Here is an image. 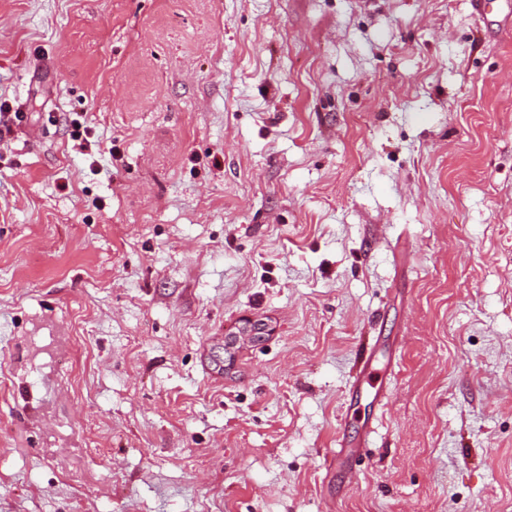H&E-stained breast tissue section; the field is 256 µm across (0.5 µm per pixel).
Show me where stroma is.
<instances>
[{
	"mask_svg": "<svg viewBox=\"0 0 512 512\" xmlns=\"http://www.w3.org/2000/svg\"><path fill=\"white\" fill-rule=\"evenodd\" d=\"M0 100V512H512V31L0 0ZM376 369L373 363V358L371 354H366L361 362V365L359 367L358 373L356 377L354 378L352 389L353 391H358L359 386H362L363 384L367 383L370 384L373 388L376 389L375 397L378 398L380 401L383 400L385 397L382 393L383 386L379 385L378 387L373 384V381L376 378Z\"/></svg>",
	"mask_w": 512,
	"mask_h": 512,
	"instance_id": "35a3bbf8",
	"label": "stroma"
}]
</instances>
